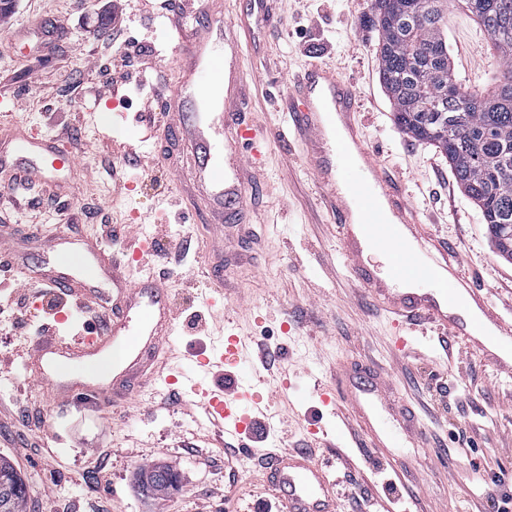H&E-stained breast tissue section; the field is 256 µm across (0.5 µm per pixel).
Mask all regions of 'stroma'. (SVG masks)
Here are the masks:
<instances>
[{
    "label": "stroma",
    "mask_w": 512,
    "mask_h": 512,
    "mask_svg": "<svg viewBox=\"0 0 512 512\" xmlns=\"http://www.w3.org/2000/svg\"><path fill=\"white\" fill-rule=\"evenodd\" d=\"M124 12L129 35L140 36L159 60L163 76L143 70L118 93L103 89L89 54L101 46L106 59L120 60L123 38L108 37L92 17L104 5ZM141 0H12L0 13V129L51 139L75 161L76 180L23 179L19 164L5 168L0 193L17 196L0 206V244L28 255L37 267L49 234L68 232L89 241L120 265L130 264L142 245L167 239L186 244L182 263L158 253L151 267L165 281L176 315L175 347L187 365L209 350L217 331L251 337L271 352L288 349L282 369L260 391L271 426L266 448H304L327 462L333 512H448L453 500H474L470 461L485 476L509 475L498 489L512 496V377L481 354L455 358L442 338L422 325H393L367 286L344 259V234L306 167L302 140L279 141L260 158L253 191L245 197L240 224L259 242L229 252L214 268L221 229L179 219L174 206L195 193L192 157L182 154L166 180L148 170L165 131L149 112L125 105L156 100L182 73L181 59L161 17L146 18ZM280 26L259 33L242 48L237 64L245 121L269 130L287 128L288 90L311 63L336 69L360 93L358 112L368 143L400 178L426 230L456 246L462 271L487 296L494 314L512 320V262L499 257L478 207L456 183L447 157L434 146L401 132L379 78L378 33L367 19L372 0H306L293 15L290 0H270ZM448 48L457 77L467 86L491 89L500 61L486 33L466 14L448 13ZM74 223L66 225L59 206ZM220 290L224 305L203 298ZM20 297L28 323L19 334L11 311L0 312V460L10 463L32 488L27 512H91L98 497L109 512H287L258 456L225 447L190 389L160 384L140 389L121 408L103 415L78 396L55 399L26 372L40 325L53 323L66 307L58 289L36 295L25 285ZM414 338L413 349L400 346ZM374 367L390 383V395L408 404L426 427L423 445L397 451L396 475L382 449L357 429L347 393L333 386L337 362ZM353 431H343L338 416ZM54 431L42 437L41 425ZM31 444L23 456L22 444ZM167 464L178 487L154 499L141 494L143 468ZM55 479H47L44 466Z\"/></svg>",
    "instance_id": "35a3bbf8"
}]
</instances>
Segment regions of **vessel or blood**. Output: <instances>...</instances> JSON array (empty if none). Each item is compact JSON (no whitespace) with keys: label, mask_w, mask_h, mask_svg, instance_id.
<instances>
[{"label":"vessel or blood","mask_w":512,"mask_h":512,"mask_svg":"<svg viewBox=\"0 0 512 512\" xmlns=\"http://www.w3.org/2000/svg\"><path fill=\"white\" fill-rule=\"evenodd\" d=\"M266 0H255L249 19H223L214 13L194 23L176 25V49L183 78L168 97L174 134L195 155V180L210 213L220 216L225 205H242L241 184L259 154L258 130L242 122L236 112L238 92L235 64L245 42L256 31L274 26ZM299 89L302 107L291 113L289 134H301L306 144L304 162L311 170L341 224L358 221L359 233L347 237L344 254L361 270L372 296L393 321L431 325L442 335L464 339L468 347L494 353L502 373L512 375V357L497 356L500 344L512 345V321L499 319L487 297L460 273L461 258L447 245L425 235L419 211L409 201L401 181L381 164L356 119L358 93L354 85L325 66H309ZM29 176L46 179L72 168L71 157L54 144L29 139L16 149ZM49 259L54 276L30 273L27 285L55 286L75 296L78 303L111 302L112 314L97 326L82 325L71 339L40 340L26 365L30 376L56 398L86 396L97 407L124 405L135 388L164 380L183 379V366L166 352L174 332L168 293L152 276L136 278L82 241L53 236ZM381 253L390 260L388 279L368 271L366 255ZM476 309L495 333L482 335L478 325L466 323L460 312ZM244 358L239 337L231 336L222 350L200 357L199 368L220 376V383L200 390L206 414L228 440L244 441L264 419L238 412L236 403L251 400V388L233 386L232 368ZM336 381L345 388L373 447L392 451L418 446L421 428L414 415L384 395L382 378L369 381L353 376L343 366ZM273 478L286 496L288 512H332L326 466L314 458L287 450L273 454Z\"/></svg>","instance_id":"1"}]
</instances>
